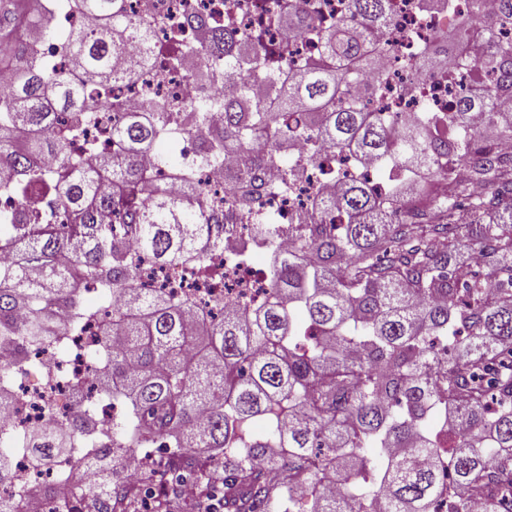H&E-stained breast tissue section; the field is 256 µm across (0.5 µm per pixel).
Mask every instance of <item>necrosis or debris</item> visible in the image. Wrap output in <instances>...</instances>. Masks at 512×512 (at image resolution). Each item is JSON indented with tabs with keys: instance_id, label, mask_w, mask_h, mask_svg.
<instances>
[{
	"instance_id": "obj_1",
	"label": "necrosis or debris",
	"mask_w": 512,
	"mask_h": 512,
	"mask_svg": "<svg viewBox=\"0 0 512 512\" xmlns=\"http://www.w3.org/2000/svg\"><path fill=\"white\" fill-rule=\"evenodd\" d=\"M126 8L134 20L144 22L153 64L141 80L131 86H120L116 94L126 109H139L147 98L175 100L184 105L198 104L203 96H215L224 88L223 81H209L201 76L198 58L185 59L180 69L169 71L165 61L178 54L182 45L205 41L206 36L185 26L183 19L192 12L206 13L213 28L224 26V0H126ZM469 0H453L451 12L431 10L422 12L416 0H395V22L385 34L389 51L380 57V67L386 73V93L383 98L368 102V109L383 108L395 112L398 120L415 117L422 110L447 113L448 101L464 73L458 62L432 74H424L407 64V57L415 46L430 42L436 33L445 30L457 18L468 16ZM198 180L208 193L221 199L219 208L211 209V223L222 225L228 237H244L248 227L230 202L236 183L231 165L221 168H203ZM330 180L318 173H310L300 183L294 196L266 200L262 214L272 216L276 223L293 220L307 208L314 189L330 187ZM257 259L228 265L222 257L211 256L196 269L158 267L140 262L137 281L145 289L168 288L178 295L195 299L203 310L220 311L221 307L237 302L243 295L262 300L266 280L257 270ZM96 325H89L83 335L69 339L67 356H59L52 348L33 347L29 358L37 362V369L15 381L16 402L8 415L0 416V431L15 436L37 424L47 430L66 425L76 419L82 406L74 397L75 391L98 396L100 385L97 373L86 355L94 346ZM74 460L68 456L55 458L46 468H35L27 456L13 458V472L29 493V512H50L53 502L46 490L58 473L74 470Z\"/></svg>"
}]
</instances>
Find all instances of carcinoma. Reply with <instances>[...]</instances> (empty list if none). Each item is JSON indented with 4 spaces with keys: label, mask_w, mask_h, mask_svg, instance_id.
<instances>
[{
    "label": "carcinoma",
    "mask_w": 512,
    "mask_h": 512,
    "mask_svg": "<svg viewBox=\"0 0 512 512\" xmlns=\"http://www.w3.org/2000/svg\"><path fill=\"white\" fill-rule=\"evenodd\" d=\"M123 2L63 0L95 22L56 38L72 75L87 83L58 76L51 60L32 65L20 44L16 86L0 105V192L21 202L0 218V249L14 256L0 268V356L14 355L13 370L22 373L24 347H62L95 320L101 392L125 406L126 423L108 431L85 399L80 426L51 437L32 426L23 436L36 467L58 455L100 464L93 489L69 473L57 478L55 512H105L108 503L131 512L125 503L135 487L103 453L160 439L169 452L154 464L158 497L180 508L186 477L206 487L222 472L224 512H269L274 501L283 512H303L293 485L316 490L333 470L340 496L320 493L308 512H436L440 469L412 460L423 453L448 458V481L484 500L482 512H495L512 478V156L474 149L471 126L481 112L512 138V114L499 111L512 97V41L484 34L475 79L495 80L480 95L456 93L448 124L423 112L400 134L396 118L365 111L384 82L365 77L387 49L392 0H341L326 21L312 17L307 0H273L265 29L303 36L317 57L295 60L287 43L263 51L260 33L228 21L211 32L208 54L224 57L232 94L200 106L150 98L127 112L113 85L137 83L151 57L120 55L133 28ZM471 38L464 21L417 53L416 67H438ZM257 81L269 97L254 95ZM109 98L119 117L113 148L100 155L88 137L99 123L92 102ZM215 108L224 127L200 148L197 165L234 163L241 183L232 203L245 213L267 195L290 194L310 169L336 176V150L355 168L376 164L406 176L392 181L387 199L357 172L335 191L315 193L288 225L286 248L280 225H251L252 242L269 259L266 296L218 314L136 286L143 256L193 268L214 252L246 249L243 240L224 243L207 222L216 199L196 170L169 166L156 149L161 139L208 127ZM259 139L270 148L257 159L251 144ZM76 141L99 155L94 167L72 154ZM152 154L155 169L145 163ZM457 156L469 178L443 181L439 161ZM260 165L280 180L256 183ZM170 182L182 194L172 195ZM464 243L494 261L462 285L450 256ZM92 290L112 301V312L85 305ZM256 420L269 422L261 436L250 430ZM197 448L224 449V464L194 455ZM26 497L17 488L0 512H26Z\"/></svg>",
    "instance_id": "carcinoma-1"
}]
</instances>
